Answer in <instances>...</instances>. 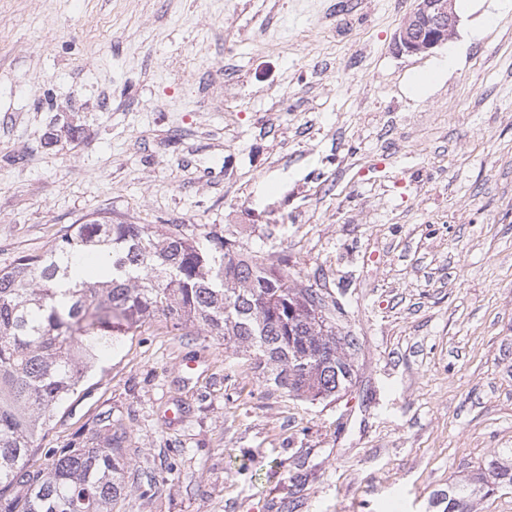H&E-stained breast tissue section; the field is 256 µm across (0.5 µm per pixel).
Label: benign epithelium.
<instances>
[{"mask_svg": "<svg viewBox=\"0 0 512 512\" xmlns=\"http://www.w3.org/2000/svg\"><path fill=\"white\" fill-rule=\"evenodd\" d=\"M457 22L454 0H417L397 30L394 46L401 53H428L454 36Z\"/></svg>", "mask_w": 512, "mask_h": 512, "instance_id": "obj_1", "label": "benign epithelium"}]
</instances>
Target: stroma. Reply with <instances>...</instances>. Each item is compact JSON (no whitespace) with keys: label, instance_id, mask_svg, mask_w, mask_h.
Returning <instances> with one entry per match:
<instances>
[{"label":"stroma","instance_id":"1","mask_svg":"<svg viewBox=\"0 0 512 512\" xmlns=\"http://www.w3.org/2000/svg\"><path fill=\"white\" fill-rule=\"evenodd\" d=\"M415 7L0 0V267L91 214L213 231L328 289L357 343L348 393L312 404L156 317L30 466L108 417L157 480L114 512H444L433 499L512 455V9L487 26L492 0H470L446 45L397 52ZM453 62L454 56L452 54H448V58L440 61L437 65L430 68L429 70L414 74L412 79L413 89L418 93L425 91L438 79L441 73L445 72L449 67L452 66Z\"/></svg>","mask_w":512,"mask_h":512}]
</instances>
